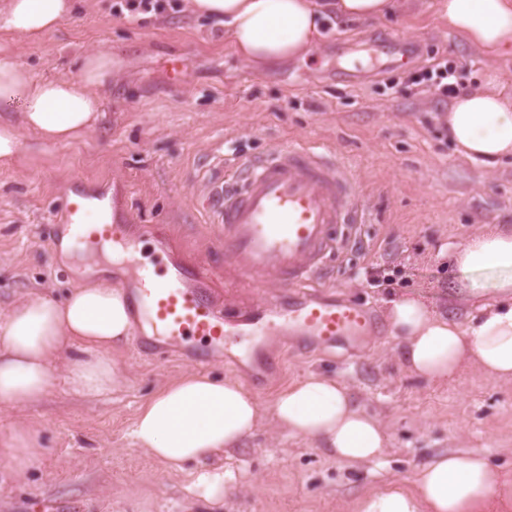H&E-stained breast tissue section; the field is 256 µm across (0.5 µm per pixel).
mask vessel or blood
<instances>
[{
    "mask_svg": "<svg viewBox=\"0 0 512 512\" xmlns=\"http://www.w3.org/2000/svg\"><path fill=\"white\" fill-rule=\"evenodd\" d=\"M201 203L225 272L264 287L259 302L225 310L213 268L169 256L160 225L143 226L137 234L116 221L87 224L78 201L63 202L48 243L58 249L69 239L89 253L109 243L132 262L148 238L167 254L161 273L139 267L118 282L133 311V343L142 353L178 352L203 367L218 356L238 363L232 348L245 341L280 336L284 348L306 354L355 346L374 334L377 322L366 303L306 289L344 249L360 220L356 183L338 159L304 143L280 144L238 163L230 179L215 177Z\"/></svg>",
    "mask_w": 512,
    "mask_h": 512,
    "instance_id": "b4317fda",
    "label": "vessel or blood"
}]
</instances>
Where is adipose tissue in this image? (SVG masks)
I'll return each instance as SVG.
<instances>
[{"instance_id": "1", "label": "adipose tissue", "mask_w": 512, "mask_h": 512, "mask_svg": "<svg viewBox=\"0 0 512 512\" xmlns=\"http://www.w3.org/2000/svg\"><path fill=\"white\" fill-rule=\"evenodd\" d=\"M448 27L495 58L512 57V0H445ZM396 0H189L190 10L223 28L241 58L257 69L310 51L327 16L369 21L395 10ZM75 0H5L0 31L30 41L71 15ZM112 55L86 51L72 74L34 75L16 53L0 52V104H19V119L0 114V165L18 167L35 148L70 143L104 118L112 86ZM487 91L464 90L448 105V135L458 154L484 166L512 155V95L490 72ZM448 260L470 281L456 298L467 312L440 314L416 296H399L386 315L401 341L400 359L430 381L455 376L466 362L485 374L512 379V228L497 226L449 245ZM491 278L481 287L477 276ZM131 331L125 295L107 283L73 287L66 299L37 294L0 319V403L39 400L52 376L51 362L71 352L66 380L86 397L104 395L120 382L112 350ZM274 420L288 433L321 446L348 465L380 457L386 435L380 422L354 402L347 385L320 372L280 389ZM260 405L239 381L188 372L162 387L140 408L132 430L136 444L161 463L184 467L224 454L250 437ZM43 451L38 434L19 423L0 433V456L27 469ZM512 504V483L476 451L438 455L410 484L367 493L357 512H488L491 500Z\"/></svg>"}]
</instances>
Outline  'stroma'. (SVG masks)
<instances>
[{
	"label": "stroma",
	"mask_w": 512,
	"mask_h": 512,
	"mask_svg": "<svg viewBox=\"0 0 512 512\" xmlns=\"http://www.w3.org/2000/svg\"><path fill=\"white\" fill-rule=\"evenodd\" d=\"M159 2L155 11L140 0H79L39 41L14 44L39 76L70 74L73 55L87 48L111 51L116 72L95 130L24 167H0V317L32 292L62 299L78 283L47 242L61 199L73 194L111 196L133 223L166 225L186 260L220 267L202 184L218 166L291 141L339 154L363 196L358 243L336 261L330 288L380 317L401 295L454 314L450 293L463 274L448 247L512 226V156L491 168L460 157L447 103L410 94L399 80L446 61L464 71L467 89H482L493 68L512 92V58H487L451 32L444 0H415L375 20L325 24L310 52L256 70L187 0ZM385 37L408 41V59L375 51ZM346 72L352 82H343ZM112 358L122 379L105 396L71 391L62 356L39 401L0 403V431L25 423L44 448L23 473L0 457V512H346L365 492L409 480L432 456L470 449L512 480V382L470 366L443 381L418 378L386 328L359 347L291 355L278 367L259 358L206 367L248 384L262 408L252 436L205 461L237 476L223 501L207 502L192 492L196 465H164L132 437L143 402L190 364L177 354L140 356L128 341ZM311 371L345 382L383 424L381 457L350 467L277 426L269 411L276 392Z\"/></svg>",
	"instance_id": "1"
}]
</instances>
